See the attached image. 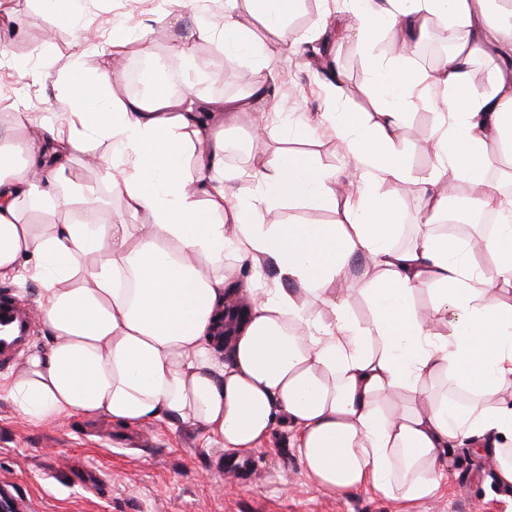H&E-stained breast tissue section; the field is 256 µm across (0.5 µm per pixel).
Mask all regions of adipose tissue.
<instances>
[{"mask_svg": "<svg viewBox=\"0 0 512 512\" xmlns=\"http://www.w3.org/2000/svg\"><path fill=\"white\" fill-rule=\"evenodd\" d=\"M434 25L452 49L426 71L412 54ZM194 28L230 63L263 68L286 52L232 10L219 25L195 15ZM338 35L367 57L364 93L379 105L374 121L339 112L328 124L356 163L344 196L334 172L299 153L225 167L238 148L225 123L265 98L267 84L225 100L206 129L196 122L206 102L169 90L182 65L167 67L163 90L121 100L107 95L120 71L75 77L63 130L25 142L29 164L0 163V278L39 283L50 335L0 380L23 417L38 425L79 413L127 426L168 417L237 451L285 423L319 488L369 486L407 505L437 493L443 455L460 443L492 457L499 487L512 492V193L488 177L495 158L512 155V0H352ZM380 35L397 39L394 59L373 57ZM419 107L433 113L436 163L404 244L391 188L409 180L403 128ZM97 141L107 144L96 160L111 194L144 223L103 221L96 201L66 188L74 152ZM465 185L480 191L473 205L499 215L493 231L438 228ZM292 199L332 209L335 223H266L270 206ZM25 206L67 220L28 224ZM241 264L251 271L250 320L221 363L207 333Z\"/></svg>", "mask_w": 512, "mask_h": 512, "instance_id": "obj_1", "label": "adipose tissue"}]
</instances>
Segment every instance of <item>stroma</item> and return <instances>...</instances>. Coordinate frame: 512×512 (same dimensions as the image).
<instances>
[{
    "mask_svg": "<svg viewBox=\"0 0 512 512\" xmlns=\"http://www.w3.org/2000/svg\"><path fill=\"white\" fill-rule=\"evenodd\" d=\"M7 21L0 26V113L14 112L18 122L10 137L0 140V161L30 135L67 111L72 62L86 76L111 66L110 39L115 25L137 27L148 21L144 45L154 55H171L174 44L168 13L173 0H82L81 19L72 24L45 10L41 0H9ZM322 10L320 0H306L302 13L276 31H268L248 12L242 21L259 37L280 45L301 33H313ZM53 39H46V31ZM182 50L196 65L184 78L187 91L201 99L221 101L243 96V74L252 63H227L207 40H183ZM302 45L289 58L268 63L272 86L294 91L288 104L291 123L320 121L330 112L371 111L362 87L367 64L351 46L338 47L342 86L330 92L328 81L315 71ZM41 74L32 80L31 71ZM432 114L418 108L407 116L405 148L409 186L397 193L401 224H416L424 193L422 178L435 163L429 131ZM254 153L270 158L288 150L310 155L334 170L339 182L356 178L353 160L334 139L316 133L290 135L278 142H257ZM70 177L90 187L105 220L125 219L124 201L111 195L103 171L91 153H75ZM336 214L292 201L268 208L270 224H329ZM38 285L0 280V304L16 306L28 322L25 341L0 354V375L17 371L33 348H47L42 327ZM438 494L406 506L379 497L365 487L330 494L305 475L294 448V433L277 425L258 447L246 452L224 448L220 439L199 425L163 418L126 427L111 418L71 415L58 422L35 425L23 418L10 397L0 392V495L19 512H512L495 476L490 457L460 446L451 453Z\"/></svg>",
    "mask_w": 512,
    "mask_h": 512,
    "instance_id": "obj_1",
    "label": "stroma"
}]
</instances>
